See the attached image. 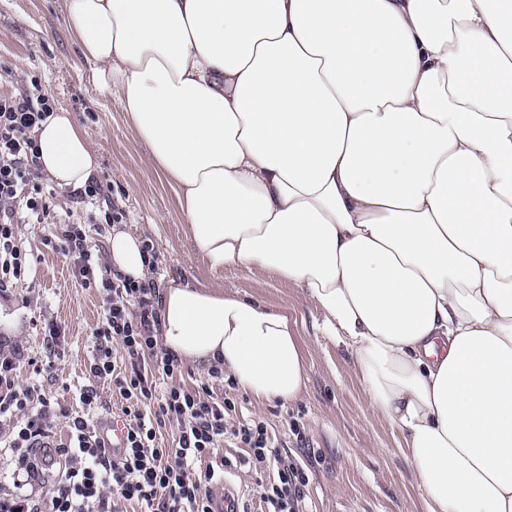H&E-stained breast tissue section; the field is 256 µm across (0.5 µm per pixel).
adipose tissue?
Instances as JSON below:
<instances>
[{
  "label": "adipose tissue",
  "mask_w": 512,
  "mask_h": 512,
  "mask_svg": "<svg viewBox=\"0 0 512 512\" xmlns=\"http://www.w3.org/2000/svg\"><path fill=\"white\" fill-rule=\"evenodd\" d=\"M100 91L209 270L299 287L402 435L424 512H512V0H63ZM62 189L87 130L33 131ZM152 261L113 230L109 265ZM160 339L257 402L299 400L287 307L170 280Z\"/></svg>",
  "instance_id": "adipose-tissue-1"
}]
</instances>
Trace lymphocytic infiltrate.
<instances>
[{
  "instance_id": "1",
  "label": "lymphocytic infiltrate",
  "mask_w": 512,
  "mask_h": 512,
  "mask_svg": "<svg viewBox=\"0 0 512 512\" xmlns=\"http://www.w3.org/2000/svg\"><path fill=\"white\" fill-rule=\"evenodd\" d=\"M53 110L44 93L23 88L0 96V293L33 271L19 225L51 221L56 194L38 181L32 129ZM53 247L73 259L83 287L104 291L87 366L94 382L80 390L76 411L36 385L16 383L21 368L39 376L51 367L50 357L0 351V418L13 422L8 446L18 475L35 479V448L56 422L67 427L66 442L54 450L66 468L52 491L43 498L0 500V512H215L212 486L230 466L260 476V512H303V466L273 447L263 422L231 421L232 399L214 395L208 383L186 385L181 361L161 348L154 283L109 273L83 225H60ZM102 383L121 403L126 446L117 454L97 422ZM165 425L175 429L168 442L160 432ZM223 446L229 449L224 456Z\"/></svg>"
}]
</instances>
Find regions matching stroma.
Returning <instances> with one entry per match:
<instances>
[{"label": "stroma", "mask_w": 512, "mask_h": 512, "mask_svg": "<svg viewBox=\"0 0 512 512\" xmlns=\"http://www.w3.org/2000/svg\"><path fill=\"white\" fill-rule=\"evenodd\" d=\"M62 4L0 0V95L38 86L53 97L56 108L72 112L86 128L100 157L95 177L111 185L113 198L127 213L122 229L144 237L159 257L150 275L157 288L176 278L293 311L307 364L302 397L290 404H259L239 389L230 394L236 416L264 422L275 448L305 468L307 512H423L398 429L368 409L351 354L322 335L323 316L304 301L300 288L268 274L207 269L185 234L171 187L146 174L145 145L134 137L125 114L98 91L95 65L65 25ZM54 220L85 225L90 243L107 252L111 225L96 223L72 191H59ZM19 234L37 260L36 277L0 295V346L40 356L48 341L44 325L55 323L57 356L39 385L75 408L80 388L88 383L86 365L94 353L92 330L101 297L81 286L72 259L47 245L49 226L23 224ZM295 423L301 436L291 432Z\"/></svg>", "instance_id": "35a3bbf8"}]
</instances>
